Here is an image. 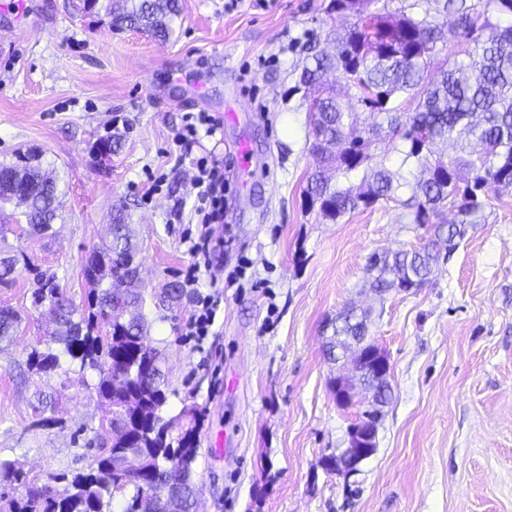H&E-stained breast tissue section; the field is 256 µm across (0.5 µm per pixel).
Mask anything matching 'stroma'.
<instances>
[{"mask_svg": "<svg viewBox=\"0 0 512 512\" xmlns=\"http://www.w3.org/2000/svg\"><path fill=\"white\" fill-rule=\"evenodd\" d=\"M75 2L28 0L21 21L0 12V162L39 152L67 190L50 239L22 231L14 206L0 208V248L27 254L81 308L85 258L108 241L113 211L128 214L169 384L160 414L198 415L199 512H512V191L492 195L454 252L440 250L430 284L378 295L371 254L430 234L396 202L336 224L307 207L316 161L295 85L329 47L330 0H179L164 41L113 31ZM197 112L221 129L176 144L184 115ZM112 135L117 151L94 158L91 144ZM205 156L223 160L230 193L213 227L216 257L200 274L217 310L198 348L184 335L195 297L183 273ZM165 288L182 295L157 306ZM350 306L369 311L393 376L377 451L346 481L320 462L347 446L352 413L331 393L337 368L324 345L326 321ZM0 307L22 315L0 341V458L39 484L83 470L110 416L98 372L66 360L48 375L27 367L53 328L27 273L0 287Z\"/></svg>", "mask_w": 512, "mask_h": 512, "instance_id": "obj_1", "label": "stroma"}]
</instances>
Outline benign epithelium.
I'll return each mask as SVG.
<instances>
[{
	"label": "benign epithelium",
	"instance_id": "benign-epithelium-1",
	"mask_svg": "<svg viewBox=\"0 0 512 512\" xmlns=\"http://www.w3.org/2000/svg\"><path fill=\"white\" fill-rule=\"evenodd\" d=\"M353 358L354 378L345 375L336 376L334 393L336 402L348 408L354 404L364 407L356 412L354 420L348 428L349 445L337 454L325 457L324 470L348 480L361 472L362 465L376 452V440L382 419L383 397L377 388L365 381L370 375L382 384L388 383L392 377V365L387 353L371 336H350L347 346L338 360L344 366L347 357ZM361 387L364 394L355 400L356 387Z\"/></svg>",
	"mask_w": 512,
	"mask_h": 512
}]
</instances>
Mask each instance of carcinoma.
Here are the masks:
<instances>
[{
	"label": "carcinoma",
	"instance_id": "1",
	"mask_svg": "<svg viewBox=\"0 0 512 512\" xmlns=\"http://www.w3.org/2000/svg\"><path fill=\"white\" fill-rule=\"evenodd\" d=\"M423 0H414L415 12L392 19L381 10L369 11L371 0H331L337 16L356 20L336 37L332 55L315 54L304 65L299 83L310 88L332 70L355 90L363 113L397 134L404 161L416 166L414 181L380 166L368 168L357 185L347 183L353 173L372 159L373 141L357 133L359 113L338 101L336 93L315 98L308 120L311 151L323 156L326 170L307 179L309 204L323 218L338 222L359 208L393 201L413 209V222L430 217L448 204H457L459 222L435 236L457 246L482 217L490 194L512 189V23L485 19L476 27L466 0H445L443 9L457 15L449 36L468 44L464 53L448 60L435 79H427L437 55L441 26ZM94 7L111 18L116 30L146 31L164 40L178 17V0H95ZM415 109L401 114L405 102ZM452 144L448 160L431 158L426 140ZM27 187V202L16 223L32 234L52 235L65 196L61 179L42 165L40 155L20 153L12 163H0V203L12 202V183ZM411 189L403 200L400 192ZM110 244L86 258L84 276L89 285L85 308L67 299L53 279L44 277L26 256L0 258V286L14 282L17 266L33 275V302L50 307L56 317L51 340L62 345L70 363L83 372H99L97 395L112 406V417L102 427L106 444L98 449L87 469L68 477L63 491L49 484L28 481L17 463L0 459V488L26 487L24 497L8 501V512H108L113 489L125 488L126 504L153 487L166 486L167 496L151 512H193L197 486L194 464L198 454L196 429L175 423L196 418L185 408L164 419L159 410L167 402L168 383L161 368L162 353L149 338L142 312L144 298L130 281V265L137 258L135 231L121 212L112 214ZM381 261L370 288L386 290L407 284L426 285L438 261L434 247L402 249L369 257ZM108 320V328L101 322ZM19 313L0 308V340L21 324ZM27 365L48 374L60 368L59 355L32 347Z\"/></svg>",
	"mask_w": 512,
	"mask_h": 512
}]
</instances>
